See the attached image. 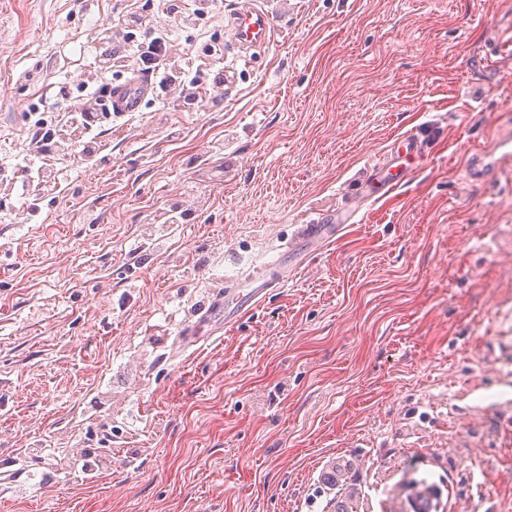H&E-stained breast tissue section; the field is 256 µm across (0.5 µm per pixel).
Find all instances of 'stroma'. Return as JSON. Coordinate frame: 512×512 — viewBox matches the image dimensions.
I'll return each mask as SVG.
<instances>
[{
  "label": "stroma",
  "instance_id": "35a3bbf8",
  "mask_svg": "<svg viewBox=\"0 0 512 512\" xmlns=\"http://www.w3.org/2000/svg\"><path fill=\"white\" fill-rule=\"evenodd\" d=\"M134 0H0V512H512V170L466 157L512 124V0H254L268 44L217 20L229 82L105 124L93 164L20 196L29 111L88 77ZM424 161L285 288L184 346L189 313L358 204L373 159Z\"/></svg>",
  "mask_w": 512,
  "mask_h": 512
}]
</instances>
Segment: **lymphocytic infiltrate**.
<instances>
[{
  "mask_svg": "<svg viewBox=\"0 0 512 512\" xmlns=\"http://www.w3.org/2000/svg\"><path fill=\"white\" fill-rule=\"evenodd\" d=\"M216 13L211 0H145L142 7L128 11L122 18L120 42H113L111 28L100 30L97 40L114 43L112 71L138 72L157 78L159 86L173 83L182 86L192 97L193 107L200 108L210 101L212 90L223 87L224 72L220 65L224 61V49L217 36L206 42H198L196 29L214 22ZM187 30L189 47L187 56L193 62L179 72H172L169 63L172 45L168 34L171 27ZM79 91L85 104L82 135L94 139L99 121L112 117L110 87L93 85L84 80L76 88L60 86L58 98L70 99L72 91Z\"/></svg>",
  "mask_w": 512,
  "mask_h": 512,
  "instance_id": "1",
  "label": "lymphocytic infiltrate"
}]
</instances>
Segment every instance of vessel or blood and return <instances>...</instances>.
Masks as SVG:
<instances>
[{
  "label": "vessel or blood",
  "instance_id": "vessel-or-blood-1",
  "mask_svg": "<svg viewBox=\"0 0 512 512\" xmlns=\"http://www.w3.org/2000/svg\"><path fill=\"white\" fill-rule=\"evenodd\" d=\"M229 28L235 45L239 49L249 50L264 46L269 41L272 25L268 14L245 5L233 15ZM148 91V85L143 83L113 87V110L138 111ZM498 146L502 153L497 157L482 148L473 152L465 162L469 179L484 181L489 173L512 160V135L500 138ZM422 157L421 146L413 135L406 133L399 136L389 154L373 161L371 175L361 187L362 196L375 202L388 197L403 185ZM358 221V212L354 209L320 213L301 225L289 248L296 251L307 244L332 242L347 225ZM280 267L281 263L277 260L264 262L253 269L247 280L225 281L223 289L213 292L208 305L200 310L201 319L220 318L225 327L234 326L264 303L273 289L285 287L286 279L281 275Z\"/></svg>",
  "mask_w": 512,
  "mask_h": 512
}]
</instances>
